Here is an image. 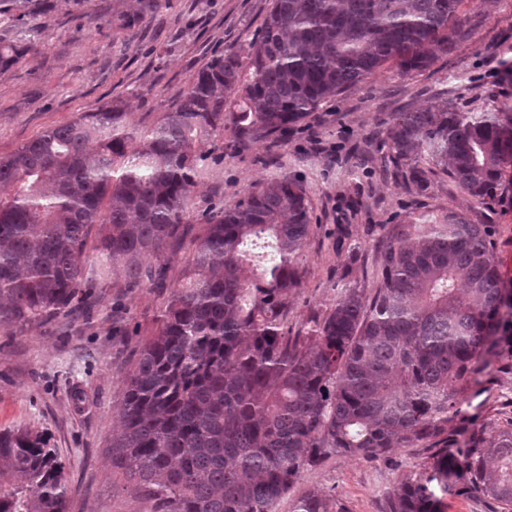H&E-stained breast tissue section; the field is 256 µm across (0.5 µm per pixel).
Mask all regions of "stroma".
<instances>
[{
  "instance_id": "obj_1",
  "label": "stroma",
  "mask_w": 512,
  "mask_h": 512,
  "mask_svg": "<svg viewBox=\"0 0 512 512\" xmlns=\"http://www.w3.org/2000/svg\"><path fill=\"white\" fill-rule=\"evenodd\" d=\"M136 0H0V44L27 53L0 73V155L45 128L126 100L130 124L155 126L193 75L220 53L246 55L272 0H159L135 14ZM466 37L426 69L367 78L323 102L313 120L281 140L240 148L232 127L211 143L217 155L195 188L198 211L189 240L165 266V288L121 287L110 274L88 315L43 326L0 328V430L27 426L50 436L64 466L67 512H143L108 454L136 345L154 333L172 287L182 283L201 213L239 200L251 186L279 176L300 179L310 200L313 233L292 298L294 321L335 302L336 284L371 285V239L382 224H401L435 210L460 211L496 229L495 250L512 280V192L494 201L465 194L445 173L416 191L395 170L353 167L356 150L378 148L393 113L440 99L461 112L512 109V0H466ZM81 389L82 402L70 398ZM463 411L492 430L512 418V371L484 377ZM428 455L398 448L375 459L328 456L305 471L289 497L317 489L346 512H385L401 473Z\"/></svg>"
}]
</instances>
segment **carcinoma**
<instances>
[{
    "mask_svg": "<svg viewBox=\"0 0 512 512\" xmlns=\"http://www.w3.org/2000/svg\"><path fill=\"white\" fill-rule=\"evenodd\" d=\"M464 2L272 0L248 76L221 54L146 132L116 99L0 155V326L66 315L112 271L127 288L164 287L160 262L191 223L202 146L224 133V115L246 146L385 69H426L465 36ZM25 53L0 45V67ZM385 140L384 164L419 190L426 163L482 201L512 191L511 112L444 100L394 113ZM205 217L183 283L138 347L109 442L148 512H276L331 453L418 447L432 453L400 475L386 512H441L450 494L512 512V419L488 431L460 408L479 377L512 367V286L491 225L453 211L382 225L374 294L338 283L336 301L297 325L290 298L312 234L302 181L269 179ZM66 509L50 439L0 430V512ZM289 512L345 510L310 490Z\"/></svg>",
    "mask_w": 512,
    "mask_h": 512,
    "instance_id": "carcinoma-1",
    "label": "carcinoma"
}]
</instances>
